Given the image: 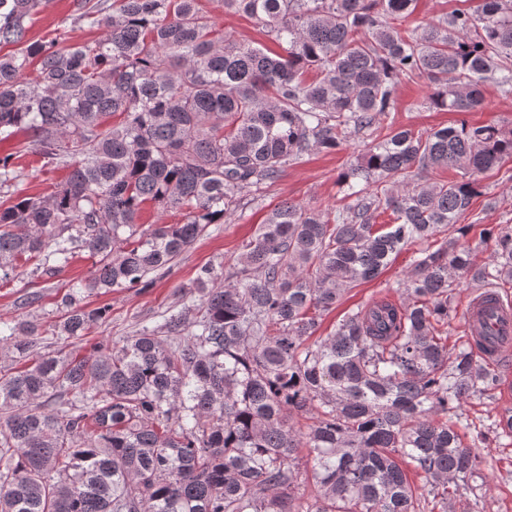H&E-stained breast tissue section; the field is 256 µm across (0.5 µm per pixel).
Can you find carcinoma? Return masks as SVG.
Listing matches in <instances>:
<instances>
[{
	"mask_svg": "<svg viewBox=\"0 0 512 512\" xmlns=\"http://www.w3.org/2000/svg\"><path fill=\"white\" fill-rule=\"evenodd\" d=\"M42 3L0 0V138L34 137L0 156V192L28 153L68 176L0 204V282L22 259L46 274L80 251L95 271L60 296L54 323L0 322V353L24 363L0 366V512L478 508L477 448L489 432L512 438V411L469 446L456 420L495 398L507 363L448 334L456 288L512 282V226L484 233L491 259L478 264L458 219L479 175L512 160V130L415 131L393 112L404 80L428 81L427 105L449 112L481 106L489 80L511 95L512 0L421 29L400 23L417 0H217L281 54L220 32L198 0H82L78 19L102 37L58 47L29 37ZM354 138L365 145L340 173L342 206L281 202L233 262L179 287L194 305L120 345L66 351L109 317L87 296L151 287L289 163ZM148 203L180 222L140 224ZM420 244L402 302L316 335L345 289ZM45 336L57 349L42 354ZM293 413L311 423L295 428Z\"/></svg>",
	"mask_w": 512,
	"mask_h": 512,
	"instance_id": "cac0c4a2",
	"label": "carcinoma"
}]
</instances>
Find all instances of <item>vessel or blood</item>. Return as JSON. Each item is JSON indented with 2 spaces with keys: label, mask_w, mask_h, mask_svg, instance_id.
I'll return each instance as SVG.
<instances>
[{
  "label": "vessel or blood",
  "mask_w": 512,
  "mask_h": 512,
  "mask_svg": "<svg viewBox=\"0 0 512 512\" xmlns=\"http://www.w3.org/2000/svg\"><path fill=\"white\" fill-rule=\"evenodd\" d=\"M465 328L482 345L480 354L492 363L512 355V301L496 289H481L472 295L466 312Z\"/></svg>",
  "instance_id": "b4317fda"
}]
</instances>
